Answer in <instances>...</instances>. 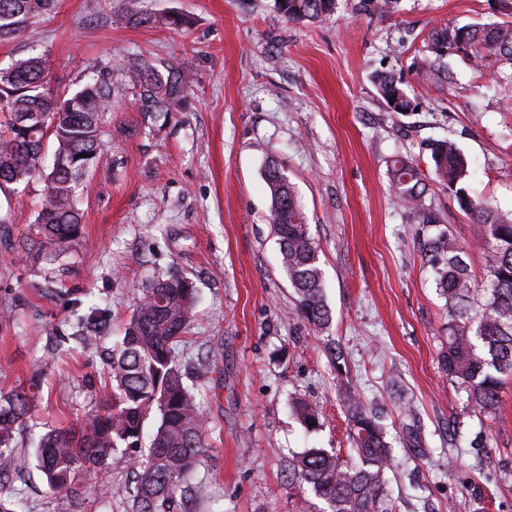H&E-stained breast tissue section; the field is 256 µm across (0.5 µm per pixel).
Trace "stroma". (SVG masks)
Wrapping results in <instances>:
<instances>
[{
	"label": "stroma",
	"instance_id": "1",
	"mask_svg": "<svg viewBox=\"0 0 512 512\" xmlns=\"http://www.w3.org/2000/svg\"><path fill=\"white\" fill-rule=\"evenodd\" d=\"M124 0H56L54 10L0 41V68L32 55L53 86L75 89L94 61L183 63L193 81L177 111L150 117L114 103L112 148L79 189L82 238L64 261L39 260L34 219L43 186L0 191V390L38 382L40 423H76L103 398L102 349L77 336L95 308L104 347L120 335L145 285L173 273L196 288L182 361L208 420L207 446L185 512H298L289 466L309 448L348 451L341 395L377 413L395 457L385 474L394 512H512V379L494 418L479 421L442 371L448 313L424 244L450 224L476 283L489 250L448 191L428 194L442 224H420L391 195L394 155L430 164L427 146L454 141L473 187L512 211V82L448 63L457 83L419 86L429 31L449 22L512 20L498 0H396L369 12L336 0L315 23L287 20L276 0H140L154 16L184 14L183 29L121 20ZM385 73L415 93L388 109L373 84ZM295 188L321 248L328 336L295 312L269 221L268 166ZM343 352L333 366L328 341ZM318 409L309 431L294 404ZM18 475L0 496L26 512H61L37 468L28 432Z\"/></svg>",
	"mask_w": 512,
	"mask_h": 512
}]
</instances>
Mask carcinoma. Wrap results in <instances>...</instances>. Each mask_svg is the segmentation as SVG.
<instances>
[{
	"label": "carcinoma",
	"mask_w": 512,
	"mask_h": 512,
	"mask_svg": "<svg viewBox=\"0 0 512 512\" xmlns=\"http://www.w3.org/2000/svg\"><path fill=\"white\" fill-rule=\"evenodd\" d=\"M290 20L314 22L334 12L336 0H278ZM123 18L149 26L157 19L134 8ZM55 0H0V40L16 37L50 13ZM426 61L417 70L420 84L436 77L454 80L447 59L457 55L478 72L512 68V24L439 25L428 35ZM186 70L166 64L115 65L98 60L84 83L72 92H51L49 71L41 56L0 69V112L9 114L0 132V189L44 184L45 202L35 219L42 237V258L54 264L79 242L82 213L78 188L108 154V115L112 104L132 94L142 112H172L183 101ZM374 84L387 107L412 112L417 98L391 76L377 74ZM27 116L22 128L18 115ZM62 159L57 167L47 153ZM431 181L448 189L469 215L490 249L486 279L475 285L464 248L453 233L429 241L435 284L448 310V339L440 362L467 400L485 419L496 413L503 377L512 375V212L504 213L473 193L471 163L452 141L430 146ZM395 203L419 217L421 224L440 223L426 204L427 176L418 163L398 154L390 162ZM270 189V223L277 237L281 267L296 295L299 316L317 334L332 322L325 301L320 249L306 224L287 176L276 167L265 174ZM196 291L187 277H169L145 286L123 336L112 348L105 374L106 398L100 410L79 425L55 427L38 438V468L50 491L64 496L63 512L79 506L82 476L107 470L118 449L142 447L146 420L157 424L148 452L130 454L135 487L127 512H175L182 489L207 446V423L185 382L178 349L189 343ZM37 384L0 392V479L17 471L16 434L35 414ZM351 451L359 463L336 452L311 448L292 464V483L303 493L299 512H393L385 471L393 464L383 428L356 395L343 394ZM295 412L308 429L319 426V413L305 402ZM324 504L316 508L311 498Z\"/></svg>",
	"instance_id": "cac0c4a2"
}]
</instances>
